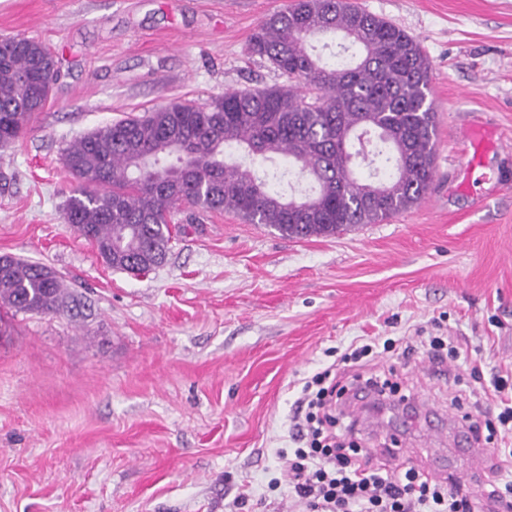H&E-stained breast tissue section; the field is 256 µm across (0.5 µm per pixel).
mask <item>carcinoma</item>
Returning <instances> with one entry per match:
<instances>
[{"instance_id": "carcinoma-1", "label": "carcinoma", "mask_w": 512, "mask_h": 512, "mask_svg": "<svg viewBox=\"0 0 512 512\" xmlns=\"http://www.w3.org/2000/svg\"><path fill=\"white\" fill-rule=\"evenodd\" d=\"M325 34L358 48L354 65L312 53L309 38ZM249 51L288 84L231 89L205 104L173 100L97 128L67 149L64 161L79 186L66 199L64 223L112 269L141 276L164 263L181 204L307 239L376 224L424 197L436 111L431 65L414 37L348 0H293L260 22ZM53 63L34 39L0 43L1 153L37 112L36 76ZM280 154L311 181V192L295 193L284 172L256 169ZM358 157L389 170L388 177L357 178ZM273 180L283 188H272ZM75 306L52 269L0 257V309L51 314Z\"/></svg>"}]
</instances>
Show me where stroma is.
<instances>
[{
    "label": "stroma",
    "instance_id": "35a3bbf8",
    "mask_svg": "<svg viewBox=\"0 0 512 512\" xmlns=\"http://www.w3.org/2000/svg\"><path fill=\"white\" fill-rule=\"evenodd\" d=\"M290 0H0V37L46 46L59 80L0 156V255L46 264L80 300L8 312L0 336V512H305L282 476L301 387L374 336H449L415 356L411 400L447 421L512 381V0H354L421 44L437 112L424 199L298 240L227 212L174 216L165 263L108 267L63 221L83 134L173 99L285 84L248 43ZM485 149L488 180L461 165ZM480 360L482 378L470 376ZM397 461L427 468L453 431L417 420ZM424 352L434 360H444V355L449 359L459 357L458 350L448 342L447 336H426L419 341Z\"/></svg>",
    "mask_w": 512,
    "mask_h": 512
}]
</instances>
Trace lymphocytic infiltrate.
<instances>
[{
	"label": "lymphocytic infiltrate",
	"instance_id": "lymphocytic-infiltrate-1",
	"mask_svg": "<svg viewBox=\"0 0 512 512\" xmlns=\"http://www.w3.org/2000/svg\"><path fill=\"white\" fill-rule=\"evenodd\" d=\"M317 372L296 400L303 409V445L283 468L288 493L307 512H475L459 486L428 479L412 465L388 467L380 457L340 441L336 409L346 386Z\"/></svg>",
	"mask_w": 512,
	"mask_h": 512
}]
</instances>
